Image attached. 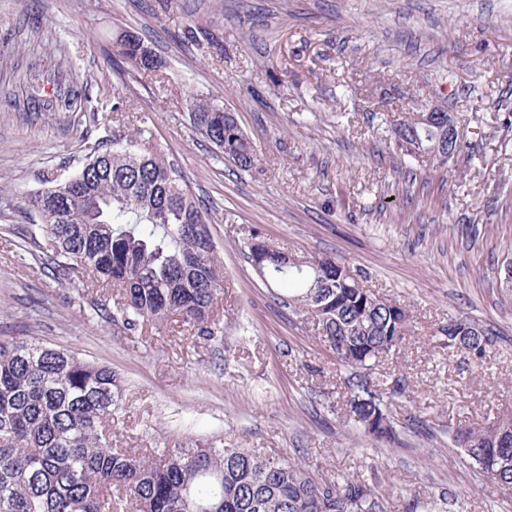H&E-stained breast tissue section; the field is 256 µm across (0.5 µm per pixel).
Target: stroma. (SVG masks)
<instances>
[{
  "instance_id": "1",
  "label": "stroma",
  "mask_w": 512,
  "mask_h": 512,
  "mask_svg": "<svg viewBox=\"0 0 512 512\" xmlns=\"http://www.w3.org/2000/svg\"><path fill=\"white\" fill-rule=\"evenodd\" d=\"M205 31L190 44V21ZM158 71L106 61L120 31ZM62 84L115 87L208 210L224 277L213 338L182 323L127 334L94 314L100 288L60 279L31 238L23 196L42 173L75 174L103 129L33 110L31 69ZM223 101L261 166L215 157L185 98ZM439 104L463 120L468 155L404 156L393 120ZM296 256L328 255L405 307L415 333L388 366L399 440L372 445L333 408L348 369L311 320L282 307L242 253L250 233ZM512 0H0V338L33 336L109 366L119 385L116 448L216 442L286 453L330 476L378 485L388 512L452 492L448 512H512L448 427L512 407ZM487 329L482 365L433 336L449 317Z\"/></svg>"
}]
</instances>
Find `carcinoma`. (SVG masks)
<instances>
[{"mask_svg":"<svg viewBox=\"0 0 512 512\" xmlns=\"http://www.w3.org/2000/svg\"><path fill=\"white\" fill-rule=\"evenodd\" d=\"M113 57L114 69L121 61L145 73L158 68L152 48L128 31L118 33ZM84 101L76 86L39 108L70 112ZM124 111L119 100L110 113L94 110L92 121L106 129ZM189 121L237 169L260 165L223 102L191 95ZM392 131L408 155L417 141L433 153L439 135L416 114ZM42 177L45 188L26 196L23 210L40 226L58 275L111 293L113 307L95 313L120 319L133 335L170 320L213 335L223 279L208 213L149 130L114 129L76 174ZM281 254L267 246L265 279L287 286L280 302L309 316L336 363L358 373L346 384L348 415L370 440H396L386 399L403 385L374 370L413 334L409 312L332 257L285 266ZM439 335L448 338V355L464 351L477 362L494 346L487 330L463 318H448ZM116 402L110 367L34 338L0 339V512H387L380 490L358 477L323 476L255 448H114ZM448 436L493 486L512 487L511 411L482 426L450 425Z\"/></svg>","mask_w":512,"mask_h":512,"instance_id":"obj_1","label":"carcinoma"}]
</instances>
